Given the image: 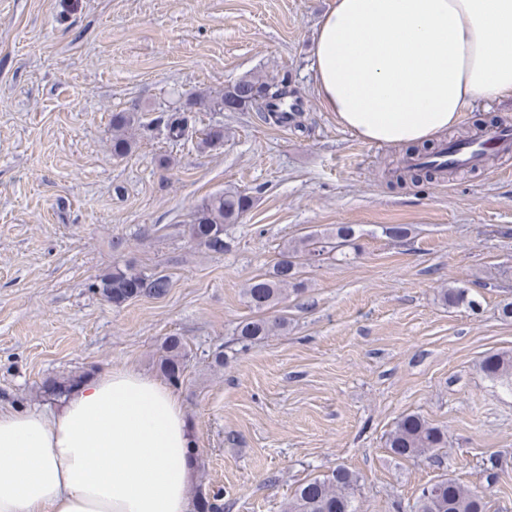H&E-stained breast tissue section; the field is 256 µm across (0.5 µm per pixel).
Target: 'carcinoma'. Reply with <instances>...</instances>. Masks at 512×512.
<instances>
[{"instance_id": "cac0c4a2", "label": "carcinoma", "mask_w": 512, "mask_h": 512, "mask_svg": "<svg viewBox=\"0 0 512 512\" xmlns=\"http://www.w3.org/2000/svg\"><path fill=\"white\" fill-rule=\"evenodd\" d=\"M187 108L202 106L215 111L235 106L240 110L253 108L264 122L275 126L295 124L300 117V103L292 98L285 83L266 84L256 78L242 79L224 88L216 96L190 98ZM135 123L132 112L112 114V153L124 156L131 151L128 129ZM441 151L426 150L420 153L417 163L406 162L392 169L398 183H417L423 178L459 174L454 166L438 162ZM253 206V198L237 188H226L217 195L207 196L194 207L190 224L185 232L189 239L206 250L221 254L227 248L224 240L226 227L237 224ZM357 231L351 225L341 224L328 234L309 233L289 243L280 253L272 268L255 276L244 289L243 297L248 306L263 313L275 305L287 290H302L300 268L314 256L333 252L347 256L344 249H356ZM168 288V280L157 273L147 275L131 266H115L112 271L98 276L91 290L103 301L119 307L138 297H160ZM442 302L454 307L466 304L473 309L478 302L468 297L463 288H444ZM283 318H252L241 322L237 328V341L243 345L271 335L284 327ZM188 358L187 344L183 337L170 335L164 338L158 350L157 367L169 384L177 387L182 383L183 370ZM481 369L487 377L507 384L512 388V353L502 352L486 357ZM82 378L70 374L47 378L42 382V393L49 398H61L70 387ZM448 436L439 427L431 424L419 414L401 417L389 432L387 447L400 459L425 457L437 461L440 450L447 447ZM486 486L468 488L454 479L441 477L422 487L410 512H488L487 492L499 482V472L494 457L486 459L483 469ZM359 477L349 469L339 466L331 473L315 477L300 484L286 503L285 512H358L356 494ZM202 492L193 497V512H224V497L213 495L212 501L203 509L198 508Z\"/></svg>"}]
</instances>
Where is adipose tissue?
<instances>
[{
  "instance_id": "ef3b65f1",
  "label": "adipose tissue",
  "mask_w": 512,
  "mask_h": 512,
  "mask_svg": "<svg viewBox=\"0 0 512 512\" xmlns=\"http://www.w3.org/2000/svg\"><path fill=\"white\" fill-rule=\"evenodd\" d=\"M326 111L362 141L422 146L512 94V0H331L310 50ZM193 427L133 365L50 411L0 409V512H190Z\"/></svg>"
}]
</instances>
